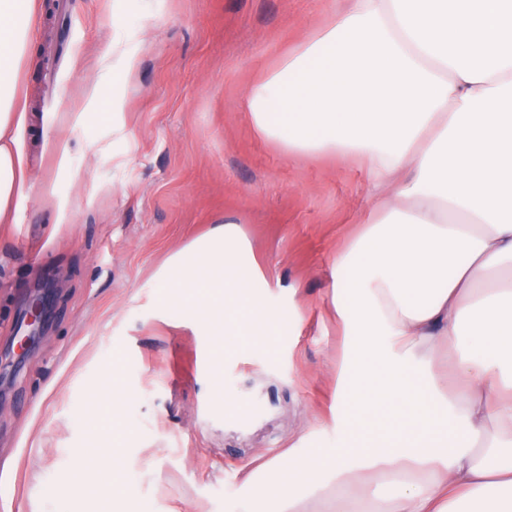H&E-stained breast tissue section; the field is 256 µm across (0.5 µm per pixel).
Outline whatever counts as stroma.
I'll use <instances>...</instances> for the list:
<instances>
[{
	"label": "stroma",
	"mask_w": 512,
	"mask_h": 512,
	"mask_svg": "<svg viewBox=\"0 0 512 512\" xmlns=\"http://www.w3.org/2000/svg\"><path fill=\"white\" fill-rule=\"evenodd\" d=\"M70 16L52 72L35 23L19 76L31 111L20 144L33 186L0 224V512H94L62 488L74 453L110 435L133 487L120 512H225L246 462L290 445L334 446L343 338L329 273L372 205L359 157L288 155L242 110L246 94L335 20L333 0H59ZM134 64H127V57ZM68 159H61V150ZM239 226L281 314L271 348L226 359L166 321L164 261L213 225ZM48 286L33 339L27 312ZM120 376L137 427L77 411ZM262 398L241 430L225 406Z\"/></svg>",
	"instance_id": "35a3bbf8"
}]
</instances>
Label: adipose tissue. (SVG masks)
<instances>
[{
	"label": "adipose tissue",
	"mask_w": 512,
	"mask_h": 512,
	"mask_svg": "<svg viewBox=\"0 0 512 512\" xmlns=\"http://www.w3.org/2000/svg\"><path fill=\"white\" fill-rule=\"evenodd\" d=\"M40 9L0 0V224L28 197L19 62ZM243 109L289 153L367 159L374 204L331 271L336 445L291 446L227 512H512V0H353ZM121 455L78 449L67 490L116 482Z\"/></svg>",
	"instance_id": "adipose-tissue-1"
}]
</instances>
